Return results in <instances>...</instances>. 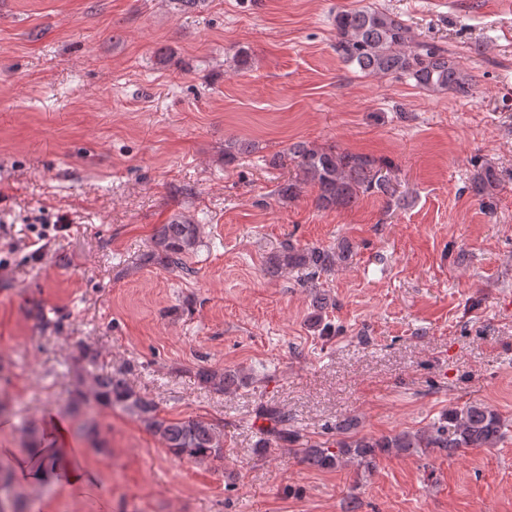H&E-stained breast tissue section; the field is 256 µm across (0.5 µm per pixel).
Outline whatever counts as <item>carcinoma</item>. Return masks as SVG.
<instances>
[{
  "label": "carcinoma",
  "instance_id": "1",
  "mask_svg": "<svg viewBox=\"0 0 512 512\" xmlns=\"http://www.w3.org/2000/svg\"><path fill=\"white\" fill-rule=\"evenodd\" d=\"M336 54L348 65L364 73L380 76H403L430 92H451L460 97L473 93L472 76L448 52L429 45L412 32L409 26L392 14L373 8L341 10L334 17ZM289 160L296 175L280 184L277 195L282 200L299 197L302 189L317 188V205L322 209L352 206L365 196H395L389 173L392 164L366 153L336 151L333 146L316 147L299 142L288 152L272 158L277 164ZM502 182V173L492 165L477 167L470 190L480 200L491 198ZM199 243L198 225L183 216L156 231L148 258L165 266L180 267ZM348 257V251L323 247H297L291 243L270 258L267 271L278 276L282 270L301 269L308 273L307 282L336 267ZM199 380L221 391L243 384L240 373L226 370L218 374L209 369L198 372ZM118 409L142 422L158 436L166 449L176 457L204 460L224 448L223 437L203 417L170 419L159 415L155 405L137 394L125 381L105 373L94 377L89 390L74 391L72 409L84 412V420L74 434L77 437L96 431L97 421L90 412V403ZM269 426L264 432L281 442H288L287 416L279 410L264 413ZM505 422L493 409L482 404L450 410L430 425L415 432L401 431L381 437L348 436L349 426L339 425L343 437L336 446L311 444L302 450V461L312 467L335 468L353 462L363 471L376 466L378 456L446 452L450 455L465 448H492L504 434ZM11 470L0 464V512H17L11 495Z\"/></svg>",
  "mask_w": 512,
  "mask_h": 512
}]
</instances>
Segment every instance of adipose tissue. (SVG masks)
<instances>
[{"mask_svg": "<svg viewBox=\"0 0 512 512\" xmlns=\"http://www.w3.org/2000/svg\"><path fill=\"white\" fill-rule=\"evenodd\" d=\"M48 436V447L34 449L30 454L15 460L16 479L23 484L35 486L40 483L46 469L54 468L65 473L70 486L82 487L93 482V472L75 465L78 451L73 448L62 420L51 419Z\"/></svg>", "mask_w": 512, "mask_h": 512, "instance_id": "obj_1", "label": "adipose tissue"}]
</instances>
